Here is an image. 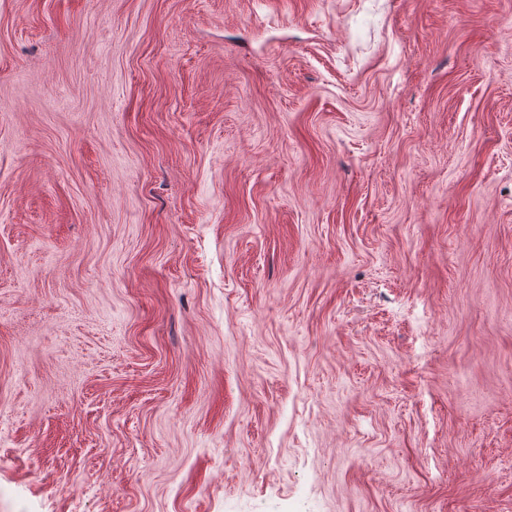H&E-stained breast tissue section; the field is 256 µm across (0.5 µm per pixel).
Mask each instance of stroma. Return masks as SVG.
<instances>
[{"mask_svg": "<svg viewBox=\"0 0 512 512\" xmlns=\"http://www.w3.org/2000/svg\"><path fill=\"white\" fill-rule=\"evenodd\" d=\"M512 512V0H0V512Z\"/></svg>", "mask_w": 512, "mask_h": 512, "instance_id": "stroma-1", "label": "stroma"}]
</instances>
